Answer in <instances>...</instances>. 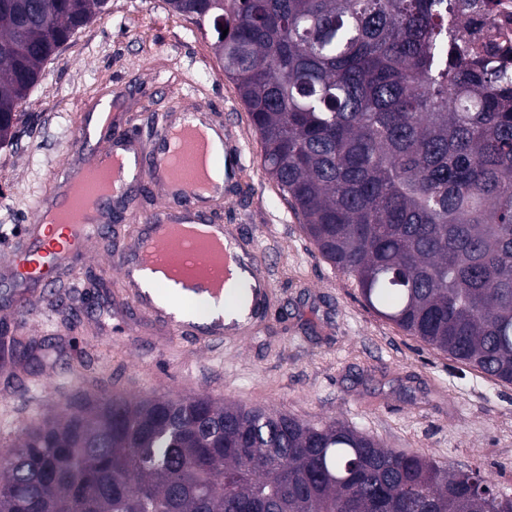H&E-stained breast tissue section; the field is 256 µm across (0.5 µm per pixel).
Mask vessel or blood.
<instances>
[{
	"label": "vessel or blood",
	"instance_id": "vessel-or-blood-1",
	"mask_svg": "<svg viewBox=\"0 0 512 512\" xmlns=\"http://www.w3.org/2000/svg\"><path fill=\"white\" fill-rule=\"evenodd\" d=\"M156 122L154 143L145 153L125 121L115 117L111 104H103L99 113L77 117L72 128L76 161L66 166L64 178L52 195L39 197L32 214L34 230L13 253L12 277L17 282L50 284L59 268L72 264L84 241L100 234L110 208L128 207L129 186L145 179L163 191L165 202L137 237L109 254V265L121 273L129 261L148 252L167 265L207 269L212 279L238 270L246 276L250 303L246 317L233 326L212 320L201 326L178 317L171 308L147 305L127 280L122 283L126 298L144 316L175 335L194 337L202 345L215 340L237 341L262 323L270 311V284L263 261L256 252L230 238L218 253L174 235L176 223H206L204 205L222 201L224 194L202 191V179L191 168L178 170L171 165L176 149L190 154L196 148L195 139L187 132L196 122L195 114L163 113Z\"/></svg>",
	"mask_w": 512,
	"mask_h": 512
}]
</instances>
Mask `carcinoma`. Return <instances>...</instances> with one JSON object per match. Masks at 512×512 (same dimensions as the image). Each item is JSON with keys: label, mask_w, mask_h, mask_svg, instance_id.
Instances as JSON below:
<instances>
[{"label": "carcinoma", "mask_w": 512, "mask_h": 512, "mask_svg": "<svg viewBox=\"0 0 512 512\" xmlns=\"http://www.w3.org/2000/svg\"><path fill=\"white\" fill-rule=\"evenodd\" d=\"M166 0L207 25L262 166L364 306L512 383V72L459 0ZM108 0H0V146ZM224 15L226 36L215 21ZM31 345L0 332L18 361ZM0 512H512L478 469L208 396L114 395L22 432Z\"/></svg>", "instance_id": "obj_1"}]
</instances>
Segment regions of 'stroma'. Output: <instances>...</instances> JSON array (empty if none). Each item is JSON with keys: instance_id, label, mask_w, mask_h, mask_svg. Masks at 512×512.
I'll list each match as a JSON object with an SVG mask.
<instances>
[{"instance_id": "1", "label": "stroma", "mask_w": 512, "mask_h": 512, "mask_svg": "<svg viewBox=\"0 0 512 512\" xmlns=\"http://www.w3.org/2000/svg\"><path fill=\"white\" fill-rule=\"evenodd\" d=\"M127 111L150 147L156 116L208 108L241 148L220 218L263 259L271 311L237 345L174 338L122 297L104 255L163 203L135 187L127 214L89 240L77 271L17 292L0 278V327L33 351L0 361V451L89 398L203 395L304 419H340L382 446L479 466L512 495V385L434 351L367 309L353 279L322 258L261 165L260 145L211 39L166 0H109L49 59L22 106L13 145L0 148V255L20 243L36 195L72 156L73 118L102 99ZM31 299L23 315L18 296Z\"/></svg>"}]
</instances>
